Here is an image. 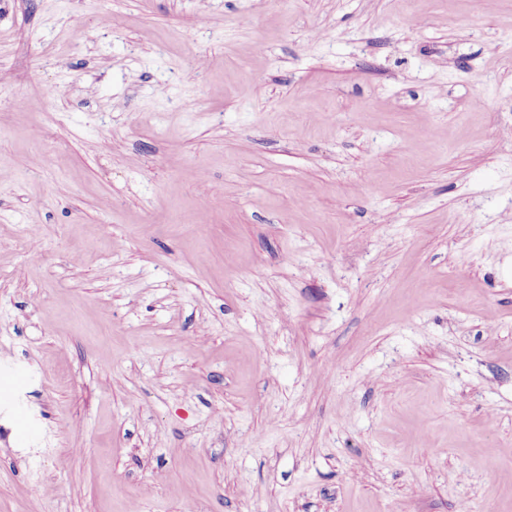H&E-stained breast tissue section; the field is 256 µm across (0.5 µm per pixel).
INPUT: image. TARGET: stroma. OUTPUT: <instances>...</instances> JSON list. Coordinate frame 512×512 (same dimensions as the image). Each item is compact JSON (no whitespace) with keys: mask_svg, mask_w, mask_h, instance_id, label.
Segmentation results:
<instances>
[{"mask_svg":"<svg viewBox=\"0 0 512 512\" xmlns=\"http://www.w3.org/2000/svg\"><path fill=\"white\" fill-rule=\"evenodd\" d=\"M189 501L512 512V0H0V512Z\"/></svg>","mask_w":512,"mask_h":512,"instance_id":"35a3bbf8","label":"stroma"}]
</instances>
